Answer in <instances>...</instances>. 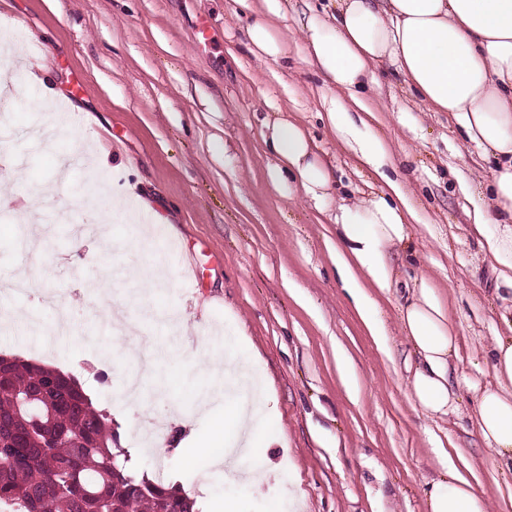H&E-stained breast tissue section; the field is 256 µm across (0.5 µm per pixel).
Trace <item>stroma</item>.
I'll use <instances>...</instances> for the list:
<instances>
[{"label":"stroma","instance_id":"35a3bbf8","mask_svg":"<svg viewBox=\"0 0 512 512\" xmlns=\"http://www.w3.org/2000/svg\"><path fill=\"white\" fill-rule=\"evenodd\" d=\"M282 3L274 26L288 59L275 63L245 44L259 0L248 9L238 0H0V30H22L0 41L10 59L0 85L16 95L7 123L17 158L0 183L10 200L0 207V355L75 378L116 421L138 473H164L200 512L223 494L241 512H428L431 483L452 465L487 512H512V474L488 454L473 411L476 393L496 384L490 351L504 326L493 304H512L474 228L469 189L488 180L490 165L447 113L412 111L403 80L383 74L366 91L364 118L394 157L389 180L415 200L407 239L389 252L396 282L378 298L384 336H372L333 263L336 200L386 182L324 119L333 89L300 23L330 12L333 0ZM27 62L41 63V84H27ZM75 74L84 91L71 102L64 90ZM278 114L309 133L331 172L318 194L294 179L271 183L264 120ZM139 197L154 224L134 216ZM19 202L33 204L41 228L26 249ZM21 272L27 298L10 290ZM424 278L458 335L459 399L445 415L415 403L398 322ZM105 304L122 308L132 331L115 332ZM13 311L30 326L2 322ZM145 341L168 347L160 371L141 372ZM227 354L251 358L260 408L276 424L267 480L250 491L240 481L248 459L190 473L141 438L152 422L160 439L172 438L174 405L206 432L197 396Z\"/></svg>","mask_w":512,"mask_h":512}]
</instances>
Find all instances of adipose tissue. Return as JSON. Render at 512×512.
Returning <instances> with one entry per match:
<instances>
[{"label": "adipose tissue", "mask_w": 512, "mask_h": 512, "mask_svg": "<svg viewBox=\"0 0 512 512\" xmlns=\"http://www.w3.org/2000/svg\"><path fill=\"white\" fill-rule=\"evenodd\" d=\"M264 18L246 29L251 46L264 57L280 61L284 42L271 20L279 16L280 0H262ZM309 54L336 90L355 95L375 80L385 62L405 82L427 112H445L463 131L466 141L492 163L488 195L475 210L476 225L494 224L485 255L499 279L512 287V0H336L333 12L306 17ZM328 116L337 135L358 150L366 163L381 169L391 160L387 145L362 135L348 105L335 100ZM270 145L279 158L271 177L298 179L306 192L327 188L330 174L311 153L306 132L292 121L271 125ZM336 264L368 329H376L377 305L364 284L390 289L395 269L390 246L407 237L411 205L404 196L385 192L336 202ZM402 329L413 347L411 388L415 401L433 413H447L455 397L451 359L457 353L448 308L427 281L411 290L400 311ZM493 369L497 385L476 399V422L488 449L512 471V320L494 338ZM205 436H187L172 448L185 468L212 462L224 453L228 434L247 433L250 454L262 457L276 442L272 420L253 418L233 402L210 412ZM160 444V451H167ZM429 512H486V503L461 475L436 481L428 492Z\"/></svg>", "instance_id": "1"}]
</instances>
